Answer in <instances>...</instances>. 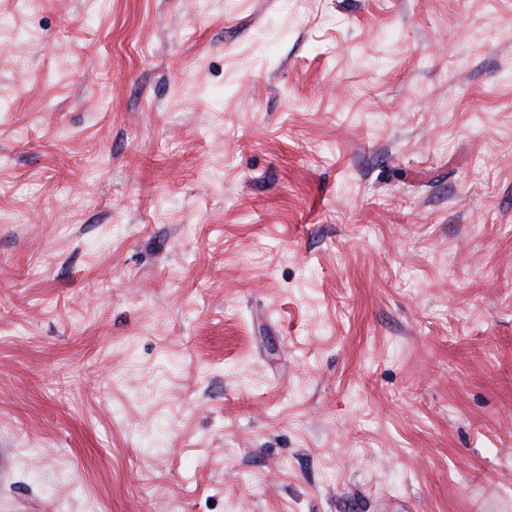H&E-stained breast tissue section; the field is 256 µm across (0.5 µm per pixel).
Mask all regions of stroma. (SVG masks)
Wrapping results in <instances>:
<instances>
[{"instance_id": "obj_1", "label": "stroma", "mask_w": 512, "mask_h": 512, "mask_svg": "<svg viewBox=\"0 0 512 512\" xmlns=\"http://www.w3.org/2000/svg\"><path fill=\"white\" fill-rule=\"evenodd\" d=\"M0 512H512V0H0Z\"/></svg>"}]
</instances>
